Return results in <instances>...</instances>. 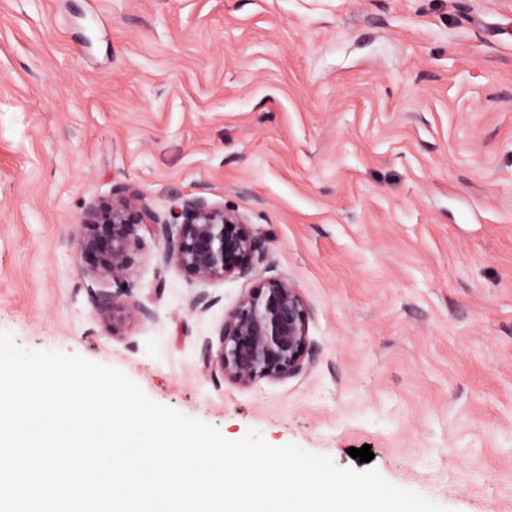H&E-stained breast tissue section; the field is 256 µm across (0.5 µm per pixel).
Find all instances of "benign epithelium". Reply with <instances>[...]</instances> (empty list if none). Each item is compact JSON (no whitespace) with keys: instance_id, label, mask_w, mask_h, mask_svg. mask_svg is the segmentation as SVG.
I'll return each mask as SVG.
<instances>
[{"instance_id":"7a95c632","label":"benign epithelium","mask_w":512,"mask_h":512,"mask_svg":"<svg viewBox=\"0 0 512 512\" xmlns=\"http://www.w3.org/2000/svg\"><path fill=\"white\" fill-rule=\"evenodd\" d=\"M151 226L162 229L166 260L201 281L248 277L265 258L260 232L232 210L200 197L187 198L162 221L139 197L119 194L92 207L82 224L78 254L88 273L101 283L123 284L134 262L137 232ZM96 302L114 330L149 316L113 294L100 293ZM309 320L310 310L294 283L264 279L224 321L217 354L207 344L203 357L242 385L295 376L309 353Z\"/></svg>"}]
</instances>
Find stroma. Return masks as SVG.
<instances>
[{"label": "stroma", "instance_id": "obj_1", "mask_svg": "<svg viewBox=\"0 0 512 512\" xmlns=\"http://www.w3.org/2000/svg\"><path fill=\"white\" fill-rule=\"evenodd\" d=\"M119 189L236 211L267 257L202 282L142 229L126 289L96 282L75 247ZM269 277L310 355L244 386L202 350ZM103 291L149 318L113 328ZM0 331L227 439L512 512V0H0Z\"/></svg>", "mask_w": 512, "mask_h": 512}]
</instances>
